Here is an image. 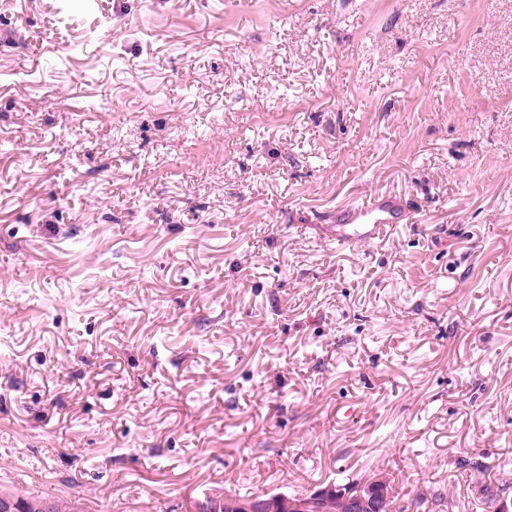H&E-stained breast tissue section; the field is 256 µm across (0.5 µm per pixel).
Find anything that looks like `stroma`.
<instances>
[{
  "instance_id": "1",
  "label": "stroma",
  "mask_w": 512,
  "mask_h": 512,
  "mask_svg": "<svg viewBox=\"0 0 512 512\" xmlns=\"http://www.w3.org/2000/svg\"><path fill=\"white\" fill-rule=\"evenodd\" d=\"M61 4L0 0V486L512 497V0ZM400 205L395 198L373 202L359 207H347L336 215L338 224H358V230L352 234L345 230L346 225L336 233V240L346 243L354 239H373L378 237L390 224H399L403 219Z\"/></svg>"
}]
</instances>
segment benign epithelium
<instances>
[{
	"instance_id": "7a95c632",
	"label": "benign epithelium",
	"mask_w": 512,
	"mask_h": 512,
	"mask_svg": "<svg viewBox=\"0 0 512 512\" xmlns=\"http://www.w3.org/2000/svg\"><path fill=\"white\" fill-rule=\"evenodd\" d=\"M219 503L227 512H329L338 503L346 512H392L390 489L381 474L348 486L329 484L299 495L268 493L262 498H240L213 492L199 502L198 512H210Z\"/></svg>"
}]
</instances>
